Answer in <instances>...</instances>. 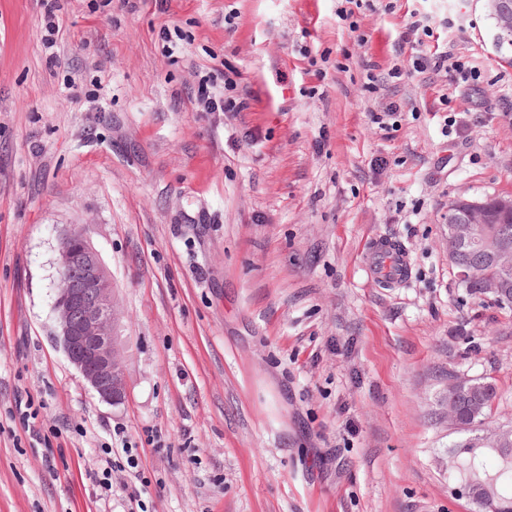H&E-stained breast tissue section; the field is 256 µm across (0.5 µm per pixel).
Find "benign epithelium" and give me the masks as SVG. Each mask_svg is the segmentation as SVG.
Instances as JSON below:
<instances>
[{
    "mask_svg": "<svg viewBox=\"0 0 512 512\" xmlns=\"http://www.w3.org/2000/svg\"><path fill=\"white\" fill-rule=\"evenodd\" d=\"M490 8L498 20L499 35L512 36V0H490ZM476 207L479 202L465 197L448 201V261L457 270L459 280L471 276L469 269L459 263V256L470 251H482L495 260L508 255L498 239L482 228L484 220H457L464 206ZM59 289L54 308L58 320V336L70 362L85 382L104 400L119 403L124 400L126 387L122 338L118 321V305L109 271L90 235L84 227H74L60 239L58 248ZM464 399L471 400L473 415L482 412L473 380L455 378L448 383V413L451 424L463 428L456 406ZM461 497L480 504L488 512H499L490 499L485 485L468 481L458 489Z\"/></svg>",
    "mask_w": 512,
    "mask_h": 512,
    "instance_id": "obj_1",
    "label": "benign epithelium"
}]
</instances>
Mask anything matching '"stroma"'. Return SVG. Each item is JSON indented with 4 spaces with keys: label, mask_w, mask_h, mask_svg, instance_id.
Segmentation results:
<instances>
[{
    "label": "stroma",
    "mask_w": 512,
    "mask_h": 512,
    "mask_svg": "<svg viewBox=\"0 0 512 512\" xmlns=\"http://www.w3.org/2000/svg\"><path fill=\"white\" fill-rule=\"evenodd\" d=\"M58 3L54 52L41 0H0V512H475L448 382H492L485 428H512V309L462 288L443 213L512 196L488 0H363L350 23L336 0ZM417 9L433 34L400 48ZM443 51L476 79L415 72ZM368 64L402 76L368 92ZM205 78L246 109L203 111ZM78 226L127 338L119 404L57 336ZM375 238L405 282L369 276ZM408 254L391 239L379 238L372 242L369 250L368 273L375 279L398 283L406 279L409 272Z\"/></svg>",
    "instance_id": "1"
}]
</instances>
